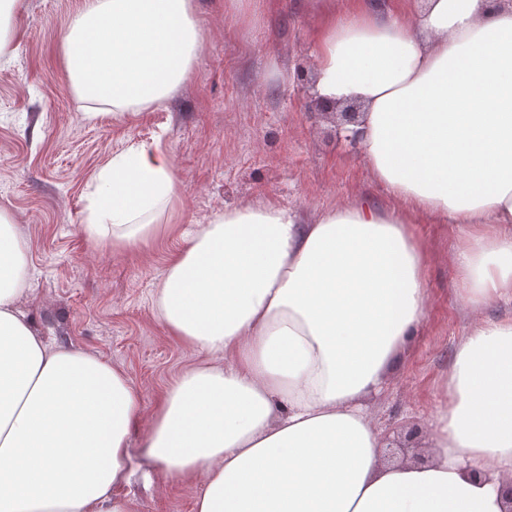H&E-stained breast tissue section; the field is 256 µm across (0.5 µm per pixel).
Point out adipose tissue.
Instances as JSON below:
<instances>
[{
	"instance_id": "obj_1",
	"label": "adipose tissue",
	"mask_w": 512,
	"mask_h": 512,
	"mask_svg": "<svg viewBox=\"0 0 512 512\" xmlns=\"http://www.w3.org/2000/svg\"><path fill=\"white\" fill-rule=\"evenodd\" d=\"M314 92L360 106L356 139L388 206L318 215L264 201L225 209L169 260L158 315L201 355L166 388L141 440L168 480L202 478L195 512H504L512 481V0H334ZM202 48L193 0H83L63 42L84 99L113 117L165 105ZM169 155L114 154L83 218L113 250L168 232ZM461 225L455 275L474 316L427 420L423 462H387L364 398L426 317L416 216ZM30 276L0 211V512H132L126 373L48 342L17 309Z\"/></svg>"
}]
</instances>
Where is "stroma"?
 Listing matches in <instances>:
<instances>
[{
  "label": "stroma",
  "instance_id": "1",
  "mask_svg": "<svg viewBox=\"0 0 512 512\" xmlns=\"http://www.w3.org/2000/svg\"><path fill=\"white\" fill-rule=\"evenodd\" d=\"M81 0H23L0 61V210L25 241L35 277L19 308L48 339L122 369L153 411L161 390L200 357L169 335L154 293L179 238L134 252L89 242L87 197L112 155L141 144L170 153L181 180L180 230L226 207L270 200L316 214L336 203L390 199L356 143L336 138L301 88L314 76L311 0H195L203 49L163 109L87 121L63 38ZM429 253L427 316L367 405L382 437L423 427L471 316L454 277L461 230L419 217ZM121 492L134 512H193L190 488L166 481L131 450Z\"/></svg>",
  "mask_w": 512,
  "mask_h": 512
}]
</instances>
